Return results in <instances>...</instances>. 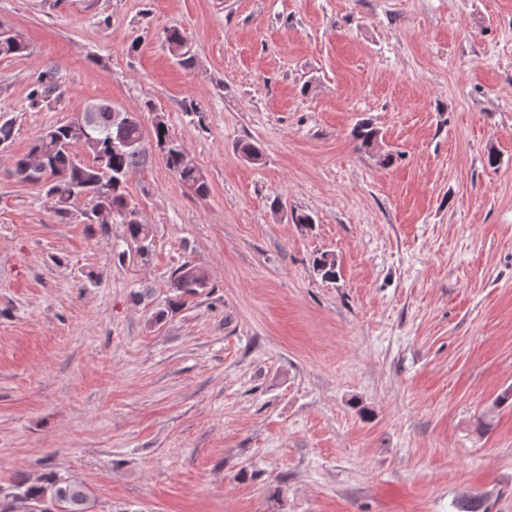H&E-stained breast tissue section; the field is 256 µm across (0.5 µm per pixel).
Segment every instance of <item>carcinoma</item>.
Here are the masks:
<instances>
[{
  "label": "carcinoma",
  "instance_id": "cac0c4a2",
  "mask_svg": "<svg viewBox=\"0 0 512 512\" xmlns=\"http://www.w3.org/2000/svg\"><path fill=\"white\" fill-rule=\"evenodd\" d=\"M27 46L0 29V55L21 54ZM56 71L50 67L38 76L29 94L28 107L41 108L60 97ZM114 107L108 102L94 104L79 122L53 124L40 131L28 151L17 158L13 175L17 179L41 187L53 202L55 213L65 217L81 197L91 198L86 213L90 224L102 230L108 224H122L126 241L135 245L140 256L151 251V227L143 223L126 195L129 180L143 171L147 162L132 143L143 138L144 130L136 112L122 111L120 119L112 118ZM153 136L163 154L166 166L178 182L199 199L209 195V186L195 165L184 162L182 146L170 133L168 125L155 124ZM360 146L372 149L378 144L379 131L369 122H361L352 130ZM81 146L91 156L83 162L73 152ZM314 271L328 282L338 275L335 255L322 253L313 261ZM207 285V274L189 261L171 274V288L177 297L193 296ZM94 503L81 481L46 473L34 481L19 479L9 492L0 489V512H93ZM459 512H488L486 496L476 492L458 505Z\"/></svg>",
  "mask_w": 512,
  "mask_h": 512
}]
</instances>
